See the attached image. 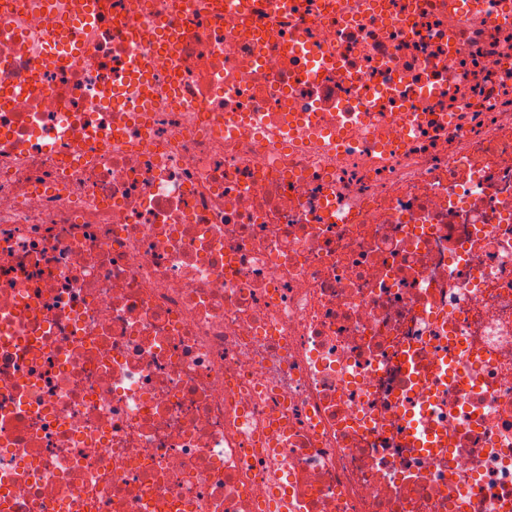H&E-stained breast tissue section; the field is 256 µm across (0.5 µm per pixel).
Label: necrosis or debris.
<instances>
[{
    "mask_svg": "<svg viewBox=\"0 0 512 512\" xmlns=\"http://www.w3.org/2000/svg\"><path fill=\"white\" fill-rule=\"evenodd\" d=\"M512 512V0H0V512Z\"/></svg>",
    "mask_w": 512,
    "mask_h": 512,
    "instance_id": "necrosis-or-debris-1",
    "label": "necrosis or debris"
}]
</instances>
